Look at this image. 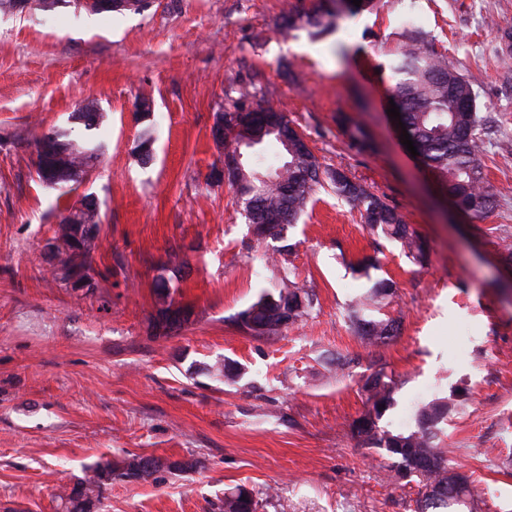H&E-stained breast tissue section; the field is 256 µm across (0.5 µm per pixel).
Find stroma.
Segmentation results:
<instances>
[{
    "mask_svg": "<svg viewBox=\"0 0 512 512\" xmlns=\"http://www.w3.org/2000/svg\"><path fill=\"white\" fill-rule=\"evenodd\" d=\"M310 0H148L139 12L62 5L0 15V512H59L89 467L132 455L167 466L144 482L113 480L99 512H219L228 488H253L261 512H412L416 483L396 479L350 425L376 371L397 383L384 426H415L412 403L449 399L451 464L475 480L481 512H512V0H375L311 37L283 34L289 8ZM416 31L471 82L483 119L494 210L469 221L404 146L388 116L384 66ZM153 112L140 120L139 95ZM285 110L325 166L344 169L395 206L428 242L419 266L372 234L360 212L320 188L287 230V254L256 240L233 187L215 173L216 113L238 98ZM97 100L107 118L94 168L66 196L31 162L53 130L85 138L71 112ZM357 119L358 149L338 123ZM153 126V158L137 138ZM101 207L92 290L57 279L46 244L65 207ZM377 257L369 276L359 260ZM177 272L191 312L178 335L153 336L154 280ZM289 278L316 297L282 333L254 337L236 314ZM377 278L397 292L368 303ZM399 321L365 345L347 319ZM237 362L239 379L206 366ZM190 463L187 471L172 469Z\"/></svg>",
    "mask_w": 512,
    "mask_h": 512,
    "instance_id": "stroma-1",
    "label": "stroma"
}]
</instances>
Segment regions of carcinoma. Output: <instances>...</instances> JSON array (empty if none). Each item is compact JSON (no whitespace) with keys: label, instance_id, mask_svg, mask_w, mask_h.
<instances>
[{"label":"carcinoma","instance_id":"obj_1","mask_svg":"<svg viewBox=\"0 0 512 512\" xmlns=\"http://www.w3.org/2000/svg\"><path fill=\"white\" fill-rule=\"evenodd\" d=\"M338 0H318L308 10L292 8L283 16L281 28L291 31L305 28L313 35L330 29L337 19ZM391 98L399 108L400 122L405 124L417 152L442 181L454 206L470 220H481L496 206V196L489 183L485 165V145L481 134L482 117L471 83L460 71L448 64L446 56L433 49L422 36H412L399 44L389 64ZM278 129L255 127L256 110L234 104L224 112L227 134L224 151L231 154L240 147L253 148L266 141L279 146L275 162L261 165L242 162L232 172V185L243 205L244 217L259 238L283 239L287 226L296 223L306 211L316 188L332 186L336 194L355 206L373 233L402 246L406 254L420 264L428 260L427 246L403 214L385 199L370 192L362 183L340 168L324 167L313 154L304 137L297 135L277 112ZM105 112H73L70 122L87 131L99 129ZM67 153L72 167H82L97 158L98 146L78 141L66 130L53 132ZM101 211L87 210L74 220L61 216L52 241L61 256L58 279L66 284L78 277L102 276L96 255L99 238L68 234L75 225L101 224ZM395 294L389 279L376 280L370 296L378 302ZM315 294L288 278L275 291L262 292L256 301L237 314V324L255 337L280 333L308 317L314 307ZM288 311L283 322L282 311ZM187 311L172 297L167 280L158 277L157 310L151 316L154 336H169L176 321L171 314ZM349 320L355 333L367 344L395 335L392 319L368 318L353 306ZM366 408L352 423V431L361 446L387 460L403 478H418L414 512H476L471 476L462 467L449 463L448 451L441 446L439 424L447 419L448 401L437 400L417 410L416 429L393 432L381 425L388 411L396 405L395 381L381 372L371 375L364 385ZM139 455L118 462H105L90 469V474L74 484L72 493L59 496L62 512H92L101 502L112 480L144 481L151 475L141 474ZM261 502L253 489L236 485L224 491L222 512H260Z\"/></svg>","mask_w":512,"mask_h":512}]
</instances>
